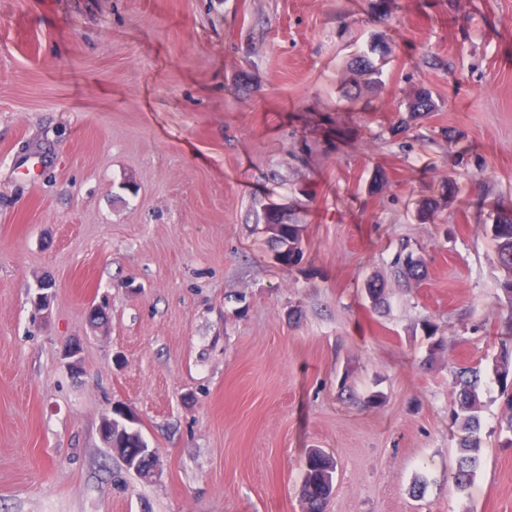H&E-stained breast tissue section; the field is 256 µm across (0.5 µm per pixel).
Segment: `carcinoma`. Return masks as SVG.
Masks as SVG:
<instances>
[{
    "instance_id": "carcinoma-1",
    "label": "carcinoma",
    "mask_w": 512,
    "mask_h": 512,
    "mask_svg": "<svg viewBox=\"0 0 512 512\" xmlns=\"http://www.w3.org/2000/svg\"><path fill=\"white\" fill-rule=\"evenodd\" d=\"M433 109L429 91L422 89L411 103L412 113L422 114ZM267 223L276 225L273 240L277 244V260L286 266L295 265L302 254V230L297 224H284L277 212L267 214ZM487 234L496 243L499 264L508 270V278L501 283L503 293L512 303V212L497 214L496 220L486 225ZM411 254L397 255L395 265L404 280H419L425 276L423 262L408 263ZM495 381L500 387L501 400L499 431L512 434V338L501 342V357L493 365ZM454 384L459 387L449 411L452 424L461 431L458 441L459 456L452 473L453 485L462 490L469 486L480 467L482 448L481 427L484 401L480 368L462 367L456 370ZM111 428L112 451L127 465L141 473L149 445L133 423L120 420L116 412ZM337 461L322 449L313 448L307 453L302 473V498L307 512H324L332 494Z\"/></svg>"
}]
</instances>
